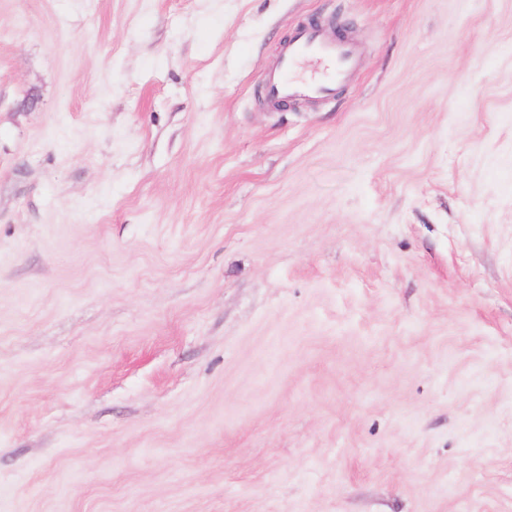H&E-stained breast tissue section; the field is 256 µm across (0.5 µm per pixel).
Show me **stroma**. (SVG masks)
Listing matches in <instances>:
<instances>
[{"label": "stroma", "instance_id": "obj_1", "mask_svg": "<svg viewBox=\"0 0 512 512\" xmlns=\"http://www.w3.org/2000/svg\"><path fill=\"white\" fill-rule=\"evenodd\" d=\"M0 512H512V0H0ZM315 61L320 71L299 79L294 72L303 61ZM357 64V55L346 37H327L318 25L304 26L283 46L277 66L263 80L265 99L272 105L332 96Z\"/></svg>", "mask_w": 512, "mask_h": 512}]
</instances>
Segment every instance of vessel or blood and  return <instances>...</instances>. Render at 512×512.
<instances>
[{
	"label": "vessel or blood",
	"mask_w": 512,
	"mask_h": 512,
	"mask_svg": "<svg viewBox=\"0 0 512 512\" xmlns=\"http://www.w3.org/2000/svg\"><path fill=\"white\" fill-rule=\"evenodd\" d=\"M307 60L317 62L319 72L307 79L296 78V69ZM356 64V51L347 38L326 36L317 25L305 26L284 45L275 70L263 80V94L275 106L329 97Z\"/></svg>",
	"instance_id": "vessel-or-blood-1"
}]
</instances>
